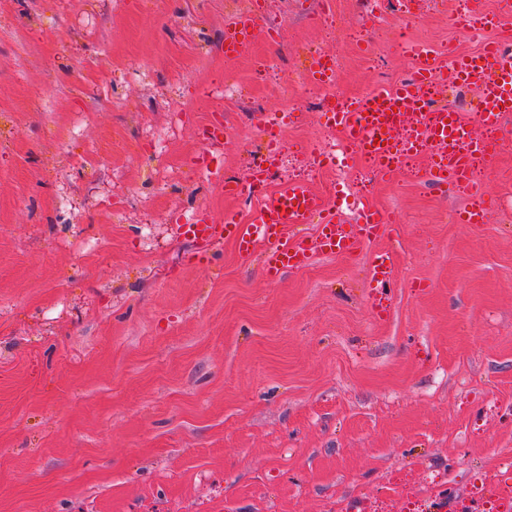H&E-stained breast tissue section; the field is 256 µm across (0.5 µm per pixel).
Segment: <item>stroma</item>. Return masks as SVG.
Instances as JSON below:
<instances>
[{
	"instance_id": "35a3bbf8",
	"label": "stroma",
	"mask_w": 512,
	"mask_h": 512,
	"mask_svg": "<svg viewBox=\"0 0 512 512\" xmlns=\"http://www.w3.org/2000/svg\"><path fill=\"white\" fill-rule=\"evenodd\" d=\"M360 2L333 0L328 26L316 0H266L227 58V0H0V512H495L512 485V151L486 159L491 221L458 224L470 193L426 183L428 154L390 181L359 157L307 178L310 145L336 135L302 89L255 74L316 49L359 95L410 76L405 40L487 37L455 27L457 0H408L368 31ZM291 100L286 125L250 123ZM215 117L233 130L204 162ZM271 135L286 150L266 192L308 180L385 234L273 282L261 255L200 250L183 226L259 209L219 185L246 182ZM397 271L396 253L391 250H385L377 254L372 260L371 282L378 286L387 285L395 280Z\"/></svg>"
}]
</instances>
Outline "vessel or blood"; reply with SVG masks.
Instances as JSON below:
<instances>
[{
    "instance_id": "obj_1",
    "label": "vessel or blood",
    "mask_w": 512,
    "mask_h": 512,
    "mask_svg": "<svg viewBox=\"0 0 512 512\" xmlns=\"http://www.w3.org/2000/svg\"><path fill=\"white\" fill-rule=\"evenodd\" d=\"M456 23L463 28L496 30L501 19L482 12H466L457 16ZM254 24L255 14L250 11L225 26L223 53H242L246 48L244 37ZM432 52V46L427 44L408 46L414 68L412 79L374 87L357 101L336 102L328 121L340 129L378 175L394 176L402 156L429 144L448 156L447 165L429 171V180L436 184L450 180L467 184L471 181L474 157L488 154L491 147L485 139L474 135L459 140L458 130L467 126L464 116L444 106L432 107L427 96L437 71ZM450 79L457 84H478L477 112L481 124L499 128L512 115V56L501 55L494 45H487L477 55L456 56ZM428 111L433 117L428 130L423 132L412 121ZM383 130L396 131L397 136L382 146L375 139ZM489 214V204L481 199L458 210L456 220L461 224H483ZM309 223L316 226L311 236L301 231L302 225ZM382 229V221L368 211L362 213L358 228H346L335 214L326 213L321 198L306 183L291 181L263 195L251 222L245 224L228 215L220 224L196 225L194 233L209 244L221 240L232 242L239 256L245 259L262 252L263 272L274 280L284 271L309 266L318 253H357L364 241L381 236ZM396 271L395 252L382 251L372 261L371 280L379 286L387 285L394 281Z\"/></svg>"
}]
</instances>
